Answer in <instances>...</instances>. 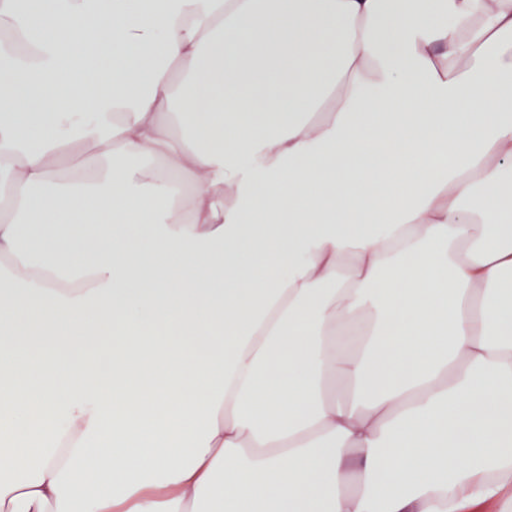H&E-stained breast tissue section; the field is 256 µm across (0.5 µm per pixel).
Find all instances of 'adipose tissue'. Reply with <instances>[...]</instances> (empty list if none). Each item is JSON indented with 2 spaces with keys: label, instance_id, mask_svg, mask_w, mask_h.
<instances>
[{
  "label": "adipose tissue",
  "instance_id": "1",
  "mask_svg": "<svg viewBox=\"0 0 512 512\" xmlns=\"http://www.w3.org/2000/svg\"><path fill=\"white\" fill-rule=\"evenodd\" d=\"M0 17V512H512V0Z\"/></svg>",
  "mask_w": 512,
  "mask_h": 512
}]
</instances>
